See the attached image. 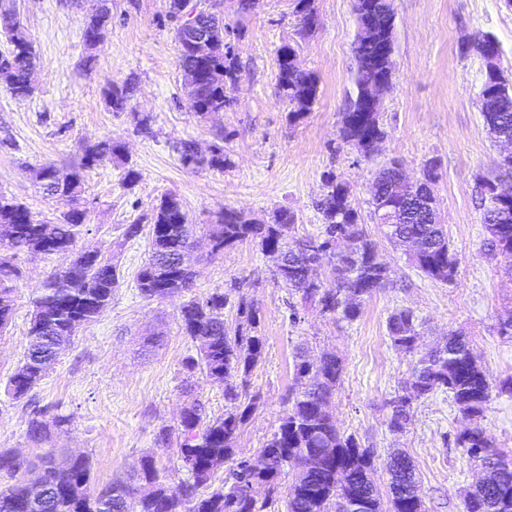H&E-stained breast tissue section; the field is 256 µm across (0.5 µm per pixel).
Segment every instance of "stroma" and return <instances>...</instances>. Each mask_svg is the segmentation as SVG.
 <instances>
[{"mask_svg": "<svg viewBox=\"0 0 512 512\" xmlns=\"http://www.w3.org/2000/svg\"><path fill=\"white\" fill-rule=\"evenodd\" d=\"M14 3L39 68L34 93L26 100L13 98L0 82V192L51 220L65 203L44 194L35 169L76 159L84 146L107 136L124 142L126 156L103 160L87 174L89 215L79 245L111 256L120 285L105 312L77 330L72 345L32 393L37 405L70 418L45 446L27 438L25 405L12 400L5 385L24 359L37 288L68 259L27 252L17 258L23 277L13 294L15 317L0 335V448L28 455L47 446L87 453L100 484L138 467L147 454L155 455L172 481L184 478L176 445L159 447L156 436L162 427L176 425L190 395L201 399L208 415H222L224 391L202 373L187 376L183 362L194 350L178 321L182 299L151 301L140 295L136 273L150 255L149 239L144 233L125 238L124 229L172 193L195 224L204 256L206 226L226 207L265 219L285 207L296 216L293 236L313 234L320 224L316 204L331 173L348 186L361 224L392 272L391 287L368 298L356 321L335 320L309 308L299 324L289 323V295L272 276V258L255 243L205 256L196 266L193 296L229 290L224 318L230 323L239 296H246L260 310L267 337V354L251 376V388L262 401L235 446L245 455L257 454L275 430L296 348L315 355L329 351L343 364L331 410L341 430L375 449L379 488L387 486V455L400 448L415 464L425 512H464L462 493L480 472L467 462L456 438L475 422L439 390L413 403L405 432L389 431L388 402L403 393L416 360L393 346L386 321L395 308L408 307L421 320V346L451 332L469 341L495 385L477 423L512 458V394L501 389L512 378V338L501 333L503 320L512 314V275L484 247L487 233L476 191L480 177L496 172L503 149L481 114L484 64L473 48L479 40L494 38L500 67L512 80V5L506 0H393V80L380 109L385 138L368 159L338 138L354 91L353 0H315L319 24L308 34L298 25L295 0H260L251 14L230 17L236 29L237 80L226 89L225 110L205 120L187 108L178 47L173 33L160 24L167 12L164 0H112V25L90 69L84 65L82 33L97 0ZM286 42L295 46L299 66L313 72L320 87L311 111L296 123L289 121L288 106L276 91V50ZM130 77L135 92L129 110L110 111L102 99L104 87ZM138 114L153 117L152 135L136 133ZM219 132L228 167L192 171L179 163L177 141L192 139L205 149ZM393 159L412 178L421 175L427 161L439 164L434 191L459 261L453 282L422 274L385 239L375 220L372 181L376 170ZM130 169L138 175L132 183L124 179Z\"/></svg>", "mask_w": 512, "mask_h": 512, "instance_id": "obj_1", "label": "stroma"}]
</instances>
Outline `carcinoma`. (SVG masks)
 Listing matches in <instances>:
<instances>
[{
    "instance_id": "1",
    "label": "carcinoma",
    "mask_w": 512,
    "mask_h": 512,
    "mask_svg": "<svg viewBox=\"0 0 512 512\" xmlns=\"http://www.w3.org/2000/svg\"><path fill=\"white\" fill-rule=\"evenodd\" d=\"M182 0H171L166 22L178 43L177 67L184 80L188 108L205 119L222 112L228 103L225 89L238 71L235 52H227L224 35L235 32L228 24L204 28L212 42L208 59L199 61L190 50L191 34L179 25ZM296 14L302 32H310L309 19L316 13L315 0H296ZM357 31L354 42L356 98L343 114L340 140L365 156L375 154L385 136L380 113L360 112L361 95L376 81L378 64L375 44L365 40L362 28L371 24L383 42H393L392 0H354ZM112 24V0L98 9L86 23L82 39L91 53L85 66L92 68V51L100 44L105 29ZM0 33L9 47L0 52V79L12 97L26 100L33 95L32 73L37 58L32 43L14 7L0 3ZM475 50L485 65H498L500 49L492 38ZM295 47L285 42L277 49V84L280 97L288 102L289 119L296 122L310 111L319 95L314 73L292 67ZM508 84L504 74L496 82L484 79L481 95L494 94L495 109L482 113L494 139L512 137V91L499 90ZM133 87L128 81L112 82L103 89V101L113 112L129 108ZM175 149L183 167L191 170L218 169L230 165L224 152V134L203 153L195 142L183 139ZM124 145L110 137L82 149L79 160L65 166L42 165L37 173L46 195L68 202V209L54 221L38 218L25 204L0 193V334L13 320L12 294L22 279L17 253L68 254L70 262L50 273L34 300L27 331L28 346L21 368L9 377L5 390L20 401L33 390L55 364L60 351L70 344L77 328L95 321L110 305L119 286L117 267L100 251L78 246L87 224L88 211L82 205L86 172L99 161L123 157ZM507 177L478 180L484 204L482 223L488 234L486 247L512 271V205L496 206L489 197L498 187L502 196L512 197V156L503 158ZM399 164L380 169L372 183V205L377 223L388 241L402 246L410 241L416 250L409 254L414 266L428 278L448 282L455 276L457 257L451 248L438 209L424 214L411 200L419 188L397 177ZM322 231L294 237L296 217L286 208L273 212L267 224L244 213L224 208L215 223L207 225L209 251L216 256L227 248L252 240L262 252L280 251L288 258L276 266L274 279L297 301L289 303V321H300V311L315 307L325 315L352 322L360 317L362 304L375 292L390 285L389 270L378 254L377 244L359 223V215L349 200L347 185L333 174L325 178V192L318 202ZM150 226L152 254L137 273L139 293L148 300H165L195 286L192 267L175 268L170 258L177 250L193 247V229L182 202L164 195L144 216ZM331 267L332 279L318 276L316 267ZM228 297L220 288L206 296L185 301L179 312L183 335L190 339L195 355L187 358L190 374L201 371L224 389V415L207 417L204 404L192 397L186 401L174 430L163 429L156 442L177 444L186 477L169 483L166 471L154 456L146 455L139 468L126 477H116L98 486L92 476V461L84 453H68L48 448L29 458L13 449L0 448V512H350L356 500L365 502L364 512H382L381 491L373 480L375 452L362 446L353 434L336 424L330 400L343 372L334 353L312 356L298 351L293 361V385L278 427L255 457L236 455L233 444L240 428L257 408L260 396L250 392V376L265 354L261 314L244 297H239L235 327L224 321ZM420 320L410 308L395 309L387 319L388 335L394 347L418 356L405 387V394L391 402L388 427L393 433L405 431L413 402L437 391L448 396L465 416L476 419L492 400L493 383L478 363L469 342L450 335L441 345L421 349ZM47 411L30 407L27 438L34 443L48 440L51 428L68 422L64 415L46 419ZM457 445L468 461L477 463L476 451L499 462V468L473 489L464 493V512H512V462L492 446L478 425L463 431ZM224 476L219 478V471ZM292 471L289 485L282 483ZM389 474L388 512H424L416 490V474L411 459L401 453L386 462ZM39 475L33 488L30 472ZM263 486L258 497L250 485Z\"/></svg>"
}]
</instances>
